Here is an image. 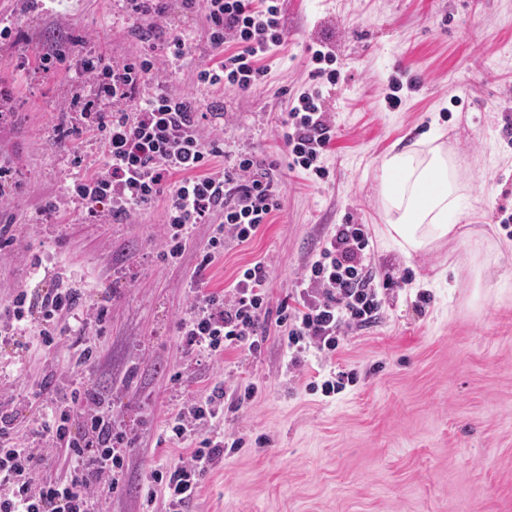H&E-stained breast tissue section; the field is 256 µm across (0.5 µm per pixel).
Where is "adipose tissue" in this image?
Instances as JSON below:
<instances>
[{
	"instance_id": "ef3b65f1",
	"label": "adipose tissue",
	"mask_w": 512,
	"mask_h": 512,
	"mask_svg": "<svg viewBox=\"0 0 512 512\" xmlns=\"http://www.w3.org/2000/svg\"><path fill=\"white\" fill-rule=\"evenodd\" d=\"M378 179L386 242L411 254L460 237L459 188L441 146L429 140L389 150L380 162Z\"/></svg>"
}]
</instances>
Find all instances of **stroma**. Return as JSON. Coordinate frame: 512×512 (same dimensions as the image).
<instances>
[{
  "mask_svg": "<svg viewBox=\"0 0 512 512\" xmlns=\"http://www.w3.org/2000/svg\"><path fill=\"white\" fill-rule=\"evenodd\" d=\"M165 7L160 29H185L192 44L168 73L169 87L220 108L225 152H261L281 187L271 223L246 243L228 242L202 271L211 225H195L181 258L164 259L162 205L126 221L107 205L94 216L74 203L51 221L40 215L71 184L74 157L101 154L88 136L65 148L49 140L73 95L90 92L76 78L81 55L139 56L147 21L130 19L123 0H46L41 8L0 0V23L19 25L0 42V81L12 88L6 107L15 114L0 130V165L17 184L14 202L0 208V225L15 237L0 263V306L58 274L91 303L113 290L104 330L87 337L100 352L88 371L135 445L108 512H165L141 495L152 469L183 455L164 422L184 390H205L218 377L227 391L254 396L217 424L225 442L243 445L206 475L190 512H512V231L499 222L512 214V0H279L285 44L264 59L266 75L247 93L197 86L196 69L213 62L206 17L181 0ZM77 38L68 63L43 73L40 56ZM319 44L335 57L337 84L313 74ZM403 75L416 84L389 109L388 86ZM311 88L335 127L322 180L291 168L280 126ZM432 128L458 160L469 235L408 257L379 236L378 166L396 139ZM340 224L368 228L380 316L349 329L334 355L309 356L292 373L276 311ZM256 261L269 270L260 354L236 349L190 362L176 326L196 288L228 289ZM69 354L0 351V394L18 404L17 439L40 419L30 385L51 370L72 379ZM336 371L354 380L324 396L319 385Z\"/></svg>",
  "mask_w": 512,
  "mask_h": 512,
  "instance_id": "stroma-1",
  "label": "stroma"
}]
</instances>
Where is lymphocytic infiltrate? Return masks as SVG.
Instances as JSON below:
<instances>
[{"instance_id": "f902f5d3", "label": "lymphocytic infiltrate", "mask_w": 512, "mask_h": 512, "mask_svg": "<svg viewBox=\"0 0 512 512\" xmlns=\"http://www.w3.org/2000/svg\"><path fill=\"white\" fill-rule=\"evenodd\" d=\"M187 9H202L206 40L218 59L199 70L201 86L221 85L247 92L264 75L265 55L282 46L284 34L278 0H184ZM190 48L185 30H168L158 49L130 62L96 55L86 58L80 76L90 85V97L75 96L65 122L54 125L53 142L64 145L85 132L102 139L104 151L92 167L78 168L65 197L79 201L88 213L102 202L112 204V216L127 219L165 204L170 234L167 258H179L190 231L208 224L212 234L200 254L201 266L223 255L227 242L245 243L270 223L279 208V186L272 167L254 152L226 154L223 127L205 128L207 115L200 100L176 93L159 74L163 67H180ZM281 127L292 167L323 179L320 159L335 134L325 116L319 93H301ZM369 235L365 225L340 224L324 243L319 257L307 265L295 291V305L281 311L286 329L283 344L288 365L299 369L305 354L332 355L346 329L376 322L381 300L366 265ZM269 271L257 261L242 269L232 288L198 295L177 332L190 358L229 349H261L266 332ZM81 289L55 281L18 293L0 307V345H20L23 327L37 322L39 344L47 350L71 340L79 351L76 365L95 364L100 354L84 342L100 330L109 312L100 305L81 312ZM72 323L62 324V315ZM54 374L36 381L31 393L44 418L25 444L14 435L13 401L0 398V512H100L123 479L133 443L112 425V408L105 405L93 380L76 381L69 395L47 399ZM227 393L215 384L206 395L186 394L166 425L170 440L198 438L197 448L174 467L155 469L145 485L146 502L163 499L169 512H188L204 477L223 458L224 442L213 439L214 424L224 416ZM68 463L63 477L45 476L56 450Z\"/></svg>"}]
</instances>
